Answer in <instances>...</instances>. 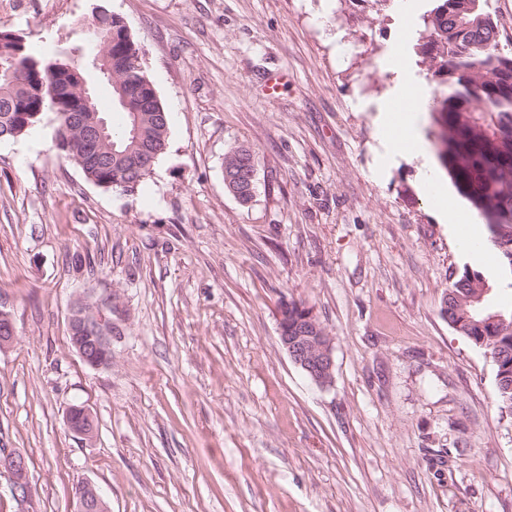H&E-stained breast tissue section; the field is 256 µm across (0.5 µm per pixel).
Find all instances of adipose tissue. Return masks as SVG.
I'll list each match as a JSON object with an SVG mask.
<instances>
[{"label": "adipose tissue", "mask_w": 512, "mask_h": 512, "mask_svg": "<svg viewBox=\"0 0 512 512\" xmlns=\"http://www.w3.org/2000/svg\"><path fill=\"white\" fill-rule=\"evenodd\" d=\"M388 70L395 75L390 96L380 109L379 128L386 155H408L430 168L431 158L422 136V124L430 104L426 82L404 58L403 47L389 57Z\"/></svg>", "instance_id": "obj_1"}]
</instances>
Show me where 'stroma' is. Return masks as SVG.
Wrapping results in <instances>:
<instances>
[{
    "instance_id": "35a3bbf8",
    "label": "stroma",
    "mask_w": 512,
    "mask_h": 512,
    "mask_svg": "<svg viewBox=\"0 0 512 512\" xmlns=\"http://www.w3.org/2000/svg\"><path fill=\"white\" fill-rule=\"evenodd\" d=\"M429 15L436 0H418ZM123 18L169 117L131 193L88 181L55 116L0 139V512H512V413L496 369L441 314L474 254L439 216L418 160L387 158L376 107L400 34L420 75L424 23L396 0H0V30L53 56L94 6ZM272 73L287 79L262 93ZM258 156L241 204L224 157ZM82 256L75 267L74 256ZM120 296L112 366L68 341L79 294ZM334 342L314 383L278 339L281 304ZM87 404L93 439L66 409ZM0 471L10 477L13 493L18 499L28 498L30 485L24 456L11 452L3 453L0 457ZM75 512H110L99 489L90 482H81L75 491Z\"/></svg>"
}]
</instances>
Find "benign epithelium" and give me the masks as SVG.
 <instances>
[{
    "label": "benign epithelium",
    "instance_id": "7a95c632",
    "mask_svg": "<svg viewBox=\"0 0 512 512\" xmlns=\"http://www.w3.org/2000/svg\"><path fill=\"white\" fill-rule=\"evenodd\" d=\"M123 321L120 303L112 294L96 298L80 295L70 308L68 316L69 344L80 359L93 369L112 367V334ZM303 321L312 336H292L288 332V304L280 308L278 335L282 348L290 359L316 384L329 385L334 378L333 340L320 325L311 310H306ZM16 341V329L10 312L0 309V347L6 348ZM85 421L75 424L67 422L71 432L87 440L93 432V415L89 408H83ZM0 471L7 474L12 482L13 493L19 499H26L30 493L27 463L24 456L5 452L0 455ZM75 512H110L107 502L99 489L90 482L76 487Z\"/></svg>",
    "mask_w": 512,
    "mask_h": 512
}]
</instances>
